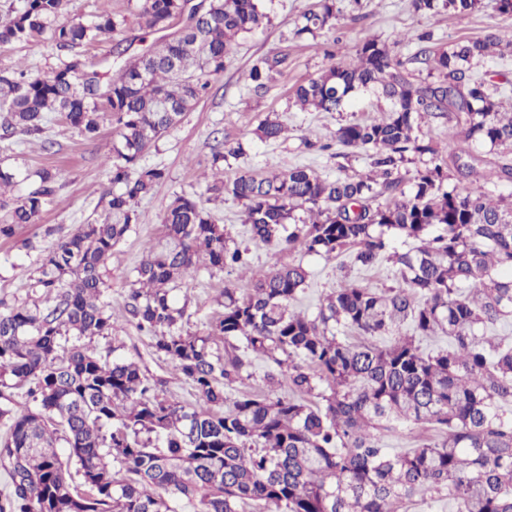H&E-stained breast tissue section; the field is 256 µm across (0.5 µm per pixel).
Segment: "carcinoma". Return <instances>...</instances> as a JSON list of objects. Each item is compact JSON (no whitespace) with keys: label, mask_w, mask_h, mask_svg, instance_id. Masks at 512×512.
Returning a JSON list of instances; mask_svg holds the SVG:
<instances>
[{"label":"carcinoma","mask_w":512,"mask_h":512,"mask_svg":"<svg viewBox=\"0 0 512 512\" xmlns=\"http://www.w3.org/2000/svg\"><path fill=\"white\" fill-rule=\"evenodd\" d=\"M68 0H25L0 18V45L44 35L65 55L57 67L0 72V137H42L58 112L86 138L97 135L101 105L112 112L118 141L107 157L112 191L105 215L79 224L40 256L25 297L0 298V387L27 388L34 407L0 408L10 422L0 441L8 491L0 512H409L415 498L456 503L457 512H512V341L492 334L512 314V203L463 182L431 159L402 189L401 166L434 153L416 134L419 120L448 119L466 136L512 146V112L496 86L473 70L494 50L511 46L498 33L467 38L449 50L426 44L412 61L433 82L416 81L394 50L367 35L356 61L330 65L298 85L295 104L339 112L358 90L377 87L391 101L379 120L350 122L336 143L370 153L375 175L328 179L299 166L260 175L224 167L242 145L213 154L218 166L207 191L244 206L257 243L299 245L335 259L353 250L365 267L382 257L398 266V286L376 290L350 283L326 296L315 318L290 311L308 273L286 265L255 275L251 292L224 289L223 311L202 331L184 329L185 306L172 292L201 265L235 269L247 249L230 246L201 201L179 195L162 217L168 246L149 248L135 269L125 307L193 386L186 406L141 373L137 363L109 360L92 347L114 325L105 276L112 249L138 223V204L163 182L160 167L137 168L141 156L207 93L224 72L235 42L269 22L272 0H202L203 20L138 56L122 41L102 67L75 52L118 32L107 13L61 20ZM416 11L472 14L483 0H411ZM186 0H140L141 29L161 33ZM335 0H318L296 35L333 28ZM286 57L264 56L250 68L260 95L282 73ZM147 71L141 76L140 71ZM276 119L258 137L277 141ZM61 172L0 169V236L35 224L61 187ZM389 201L378 202L381 196ZM301 210L306 219L295 216ZM414 246L391 250V237ZM412 334H396L404 324ZM357 335L352 341L346 333ZM448 336L446 350L425 352L419 337ZM378 336L391 342L380 346ZM261 358L279 368L288 396L242 393L225 406V387ZM429 424L436 438L405 452L384 448V435L405 422Z\"/></svg>","instance_id":"obj_1"}]
</instances>
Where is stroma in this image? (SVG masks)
Segmentation results:
<instances>
[{
	"label": "stroma",
	"instance_id": "obj_1",
	"mask_svg": "<svg viewBox=\"0 0 512 512\" xmlns=\"http://www.w3.org/2000/svg\"><path fill=\"white\" fill-rule=\"evenodd\" d=\"M316 3L317 0H273L270 24L234 44L223 73L212 82L209 95L185 113L181 122L140 160L144 167L165 168L167 178L141 201L139 224L112 252L105 299L116 328L111 337L95 339L94 344L100 352L110 351L115 357L137 362L148 378L163 382L169 394L185 405L197 404L194 388L168 360L155 354L150 337L138 330L126 312L125 301L133 270L146 247L159 248L168 242L162 224L168 204L178 195L190 197L205 192L214 147L242 145L244 153L237 164L255 172L306 166L330 177L369 173L371 165L366 152L332 145L331 140L342 124L383 117L391 107L389 100L375 89L357 93L339 112H304L293 103L295 85L316 77L329 63L352 62L359 41L366 34L394 44L396 53L405 60L416 52L415 37L422 33L431 34L434 45L444 49L459 39L490 31L512 40V17L499 14L496 0H484L483 10L472 15L417 12L410 0H336L334 43H327L322 35L295 37L303 13ZM273 53L287 57L283 75L266 93L250 92L246 78L249 69L258 58ZM58 63L56 51L45 40L0 47V71L26 65L47 69ZM269 116L287 125V139L270 143L258 139L256 129ZM113 129L111 119H104L98 135L88 139L55 113L47 129L52 143L49 150H42L39 140L20 133L8 140L0 139V167H48L64 175L62 188L37 223L16 226L11 237L0 238V296H24L42 250L76 225L100 218L104 209L102 196L112 186L106 157L112 147ZM310 140L331 143L332 148L326 152L308 149L306 143ZM458 150L474 159L472 184L489 194L512 198V182L500 176L501 166L512 164V149L480 145L462 137ZM210 209L223 225L226 236L248 248L247 265L231 273L202 266L185 279L174 296L177 303L187 307L188 330L204 329L221 312L225 289L247 293L252 286V274L258 270L302 265L308 279L294 307L311 318L336 288L357 282L384 289L398 283L395 266L384 258L367 269L353 264L347 254L328 261L306 254L296 245L251 243L244 207L231 196L211 202Z\"/></svg>",
	"mask_w": 512,
	"mask_h": 512
}]
</instances>
